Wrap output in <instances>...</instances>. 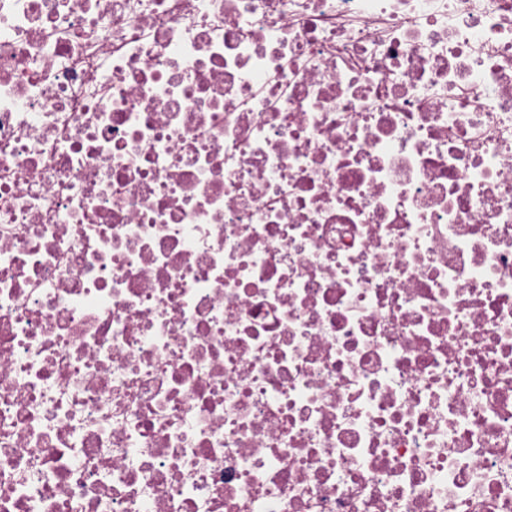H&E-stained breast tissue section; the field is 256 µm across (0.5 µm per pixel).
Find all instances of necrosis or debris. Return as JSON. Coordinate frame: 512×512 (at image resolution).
<instances>
[{
  "instance_id": "4bbe7bcc",
  "label": "necrosis or debris",
  "mask_w": 512,
  "mask_h": 512,
  "mask_svg": "<svg viewBox=\"0 0 512 512\" xmlns=\"http://www.w3.org/2000/svg\"><path fill=\"white\" fill-rule=\"evenodd\" d=\"M0 512H512V0H0Z\"/></svg>"
}]
</instances>
